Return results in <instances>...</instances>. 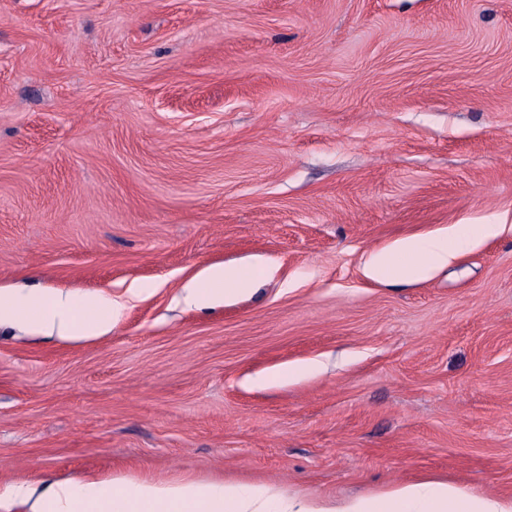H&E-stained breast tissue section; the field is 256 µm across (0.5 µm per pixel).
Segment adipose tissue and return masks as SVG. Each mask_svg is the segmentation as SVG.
<instances>
[{
  "label": "adipose tissue",
  "instance_id": "ef3b65f1",
  "mask_svg": "<svg viewBox=\"0 0 512 512\" xmlns=\"http://www.w3.org/2000/svg\"><path fill=\"white\" fill-rule=\"evenodd\" d=\"M451 256L447 234L408 237L373 254L368 273L382 278L397 268L404 277L420 281L447 265ZM253 281L240 268L213 264L183 286L181 300L189 308L218 305L250 291ZM121 310L119 302L103 296L0 289V324L22 321L31 332L65 340L109 333ZM17 502L27 504L29 512H332L306 499L283 500L263 484L128 483L98 477L13 486L0 495V512H11ZM342 512H512V499L468 495L452 484L420 480L361 496Z\"/></svg>",
  "mask_w": 512,
  "mask_h": 512
}]
</instances>
